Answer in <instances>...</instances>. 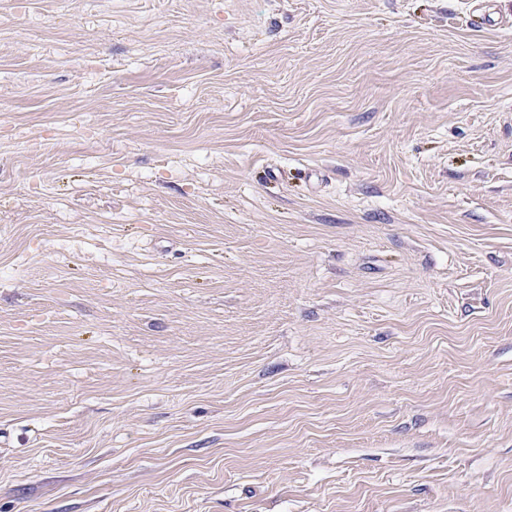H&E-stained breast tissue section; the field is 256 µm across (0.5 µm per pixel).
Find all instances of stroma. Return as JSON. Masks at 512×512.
Here are the masks:
<instances>
[{
  "instance_id": "stroma-1",
  "label": "stroma",
  "mask_w": 512,
  "mask_h": 512,
  "mask_svg": "<svg viewBox=\"0 0 512 512\" xmlns=\"http://www.w3.org/2000/svg\"><path fill=\"white\" fill-rule=\"evenodd\" d=\"M474 15L0 0V512H512Z\"/></svg>"
}]
</instances>
